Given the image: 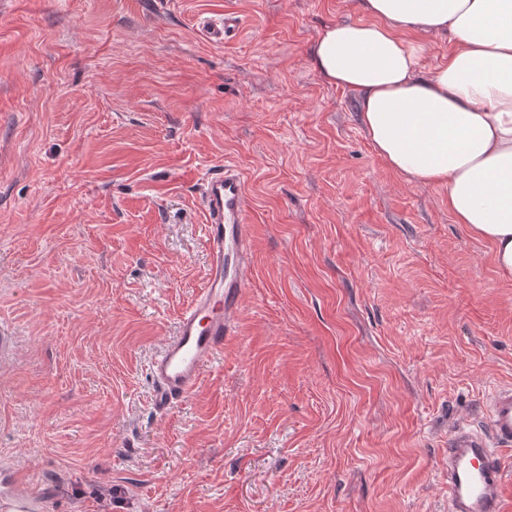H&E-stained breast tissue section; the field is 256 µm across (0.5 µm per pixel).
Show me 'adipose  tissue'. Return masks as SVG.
Here are the masks:
<instances>
[{"label":"adipose tissue","mask_w":512,"mask_h":512,"mask_svg":"<svg viewBox=\"0 0 512 512\" xmlns=\"http://www.w3.org/2000/svg\"><path fill=\"white\" fill-rule=\"evenodd\" d=\"M313 59L354 92L374 151L407 182L448 189V212L512 279V0H358ZM447 37L433 68L410 33Z\"/></svg>","instance_id":"adipose-tissue-1"}]
</instances>
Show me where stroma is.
Returning a JSON list of instances; mask_svg holds the SVG:
<instances>
[{"mask_svg":"<svg viewBox=\"0 0 512 512\" xmlns=\"http://www.w3.org/2000/svg\"><path fill=\"white\" fill-rule=\"evenodd\" d=\"M357 0H0V487L49 512H448L512 386V279L312 58ZM235 17L207 40L204 18ZM244 174L252 272L190 398L148 364Z\"/></svg>","mask_w":512,"mask_h":512,"instance_id":"1","label":"stroma"}]
</instances>
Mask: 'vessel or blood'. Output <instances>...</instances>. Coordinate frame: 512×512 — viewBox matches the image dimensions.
<instances>
[{"instance_id":"b4317fda","label":"vessel or blood","mask_w":512,"mask_h":512,"mask_svg":"<svg viewBox=\"0 0 512 512\" xmlns=\"http://www.w3.org/2000/svg\"><path fill=\"white\" fill-rule=\"evenodd\" d=\"M209 256L206 281L183 311L174 336L149 365L152 402L167 412L197 389L202 371L224 349L234 329L247 288L249 258L248 198L245 178L232 166L200 185ZM490 432L463 426L448 436V512H507L505 488L512 479L502 456L512 451V387L498 389L489 401ZM43 497L25 484L0 496V512H45Z\"/></svg>"}]
</instances>
